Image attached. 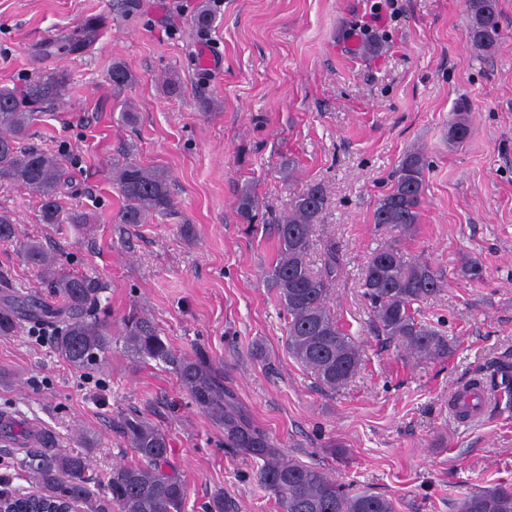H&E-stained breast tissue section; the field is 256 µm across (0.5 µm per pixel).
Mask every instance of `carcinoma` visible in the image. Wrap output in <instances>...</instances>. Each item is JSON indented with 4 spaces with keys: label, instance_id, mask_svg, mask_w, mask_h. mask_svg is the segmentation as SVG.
I'll return each mask as SVG.
<instances>
[{
    "label": "carcinoma",
    "instance_id": "obj_1",
    "mask_svg": "<svg viewBox=\"0 0 512 512\" xmlns=\"http://www.w3.org/2000/svg\"><path fill=\"white\" fill-rule=\"evenodd\" d=\"M102 20L87 18L38 46L45 57L82 55L99 38ZM468 38L480 51H494L500 40L496 0H468ZM131 79L126 68L112 66V88L120 90ZM64 69L42 71L21 88L0 86V183L19 186L41 201L44 224H88L89 215L73 211L62 216L58 198L67 187L66 160L26 144L38 113L61 101L68 91ZM428 162L420 152L405 155L394 183L373 212V223L386 225L402 235L410 233L420 218ZM112 182L124 199L119 212L122 224H146L157 214L174 208L168 176L132 157L112 168ZM324 188L308 185L292 203L288 214L274 225L278 258L270 279L285 314L288 352L331 391L347 385L360 371L359 345L339 323L328 306L341 270L336 245L326 243L321 268L311 269L313 230L325 207ZM257 202L248 188L237 202L241 220L253 225ZM10 215L0 213V242L17 243L26 260L48 281L60 300L52 304L36 294L18 293L0 302V336H13L23 323L52 331L55 351L79 370L99 367L110 347V332L96 320L93 308L102 283L90 276L67 272L57 255L36 240L22 241ZM364 296L369 301L376 328L386 339L411 355L444 358L448 340L430 323L418 318L414 308L440 292L443 282L428 263L412 260L396 244L373 252L363 273ZM128 348L142 359L171 366L194 403L220 428L224 443L236 452L261 462L256 477L275 498L279 512H394L392 501L369 490L350 491L320 466L287 456L224 385V373L201 357L177 353L160 335L154 321L137 313L124 322ZM134 464L112 468L106 490L119 512H183L186 487L171 468L169 441L164 431L140 416H129L121 425ZM26 465L47 499L59 504H84L94 508L87 472L90 457L84 452L30 454ZM457 512H512V487L495 485L463 496Z\"/></svg>",
    "mask_w": 512,
    "mask_h": 512
}]
</instances>
